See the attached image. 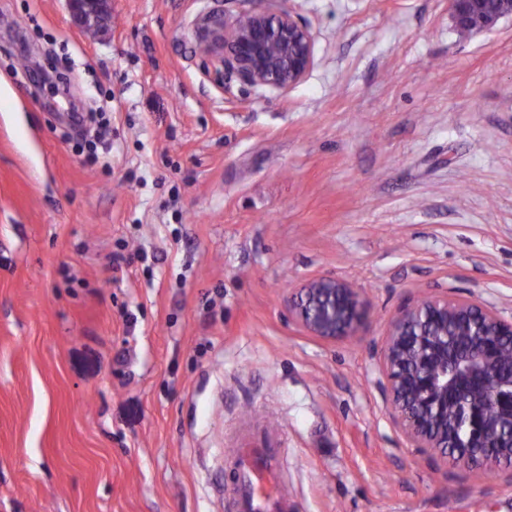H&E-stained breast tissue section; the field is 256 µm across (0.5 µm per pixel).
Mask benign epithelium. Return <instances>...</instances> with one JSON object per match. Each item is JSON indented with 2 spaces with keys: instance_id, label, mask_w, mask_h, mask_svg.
<instances>
[{
  "instance_id": "benign-epithelium-1",
  "label": "benign epithelium",
  "mask_w": 512,
  "mask_h": 512,
  "mask_svg": "<svg viewBox=\"0 0 512 512\" xmlns=\"http://www.w3.org/2000/svg\"><path fill=\"white\" fill-rule=\"evenodd\" d=\"M455 26L473 34L512 18V0H448ZM75 22L99 31L112 13V0H68ZM197 52L219 75L225 73L253 87L288 89L303 80L313 62L310 30L285 10H257L230 20L212 9L193 24ZM288 313L307 332L326 340L357 336L369 322L361 292L334 276L307 283L288 300ZM470 316L476 343L448 350V319ZM512 339V320L486 304L432 296L404 309L389 327L378 354L379 372L392 421L414 448L446 460L479 465L494 474L502 463L471 448L494 447L495 433L486 423L489 405L508 423L512 440V375L486 387L501 340ZM454 404L467 426L462 448L448 446L443 422Z\"/></svg>"
}]
</instances>
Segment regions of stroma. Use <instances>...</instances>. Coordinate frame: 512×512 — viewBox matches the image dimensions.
<instances>
[{"label":"stroma","mask_w":512,"mask_h":512,"mask_svg":"<svg viewBox=\"0 0 512 512\" xmlns=\"http://www.w3.org/2000/svg\"><path fill=\"white\" fill-rule=\"evenodd\" d=\"M218 5L273 2L112 0L94 36L0 0V512H232L256 423L295 512H512L511 480L408 444L376 356L428 295L512 318V20L462 42L448 0H282L314 63L279 90L194 53ZM104 94L92 164L69 115ZM323 275L360 336L289 319Z\"/></svg>","instance_id":"35a3bbf8"}]
</instances>
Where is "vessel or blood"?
Segmentation results:
<instances>
[{"label":"vessel or blood","instance_id":"b4317fda","mask_svg":"<svg viewBox=\"0 0 512 512\" xmlns=\"http://www.w3.org/2000/svg\"><path fill=\"white\" fill-rule=\"evenodd\" d=\"M235 512H293L280 480L288 469V458L265 433L254 434L239 447L229 449Z\"/></svg>","mask_w":512,"mask_h":512}]
</instances>
